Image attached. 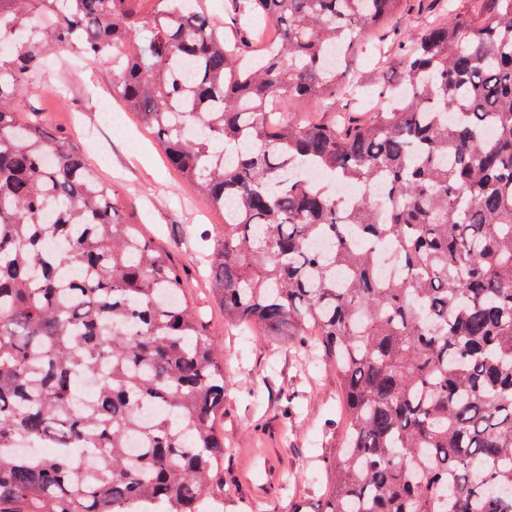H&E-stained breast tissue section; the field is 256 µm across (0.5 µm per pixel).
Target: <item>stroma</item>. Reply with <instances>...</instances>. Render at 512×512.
<instances>
[{
    "label": "stroma",
    "instance_id": "stroma-1",
    "mask_svg": "<svg viewBox=\"0 0 512 512\" xmlns=\"http://www.w3.org/2000/svg\"><path fill=\"white\" fill-rule=\"evenodd\" d=\"M112 70L106 61L78 68L50 67L39 91L25 97L28 111L47 113L67 133L92 169L111 182L126 215L171 251L191 288L209 336L224 347V512H249L263 502L276 512H322L330 481L328 459L341 446L340 386L320 353L298 339L271 344L239 335L208 291L211 241L220 220L174 169L135 120L115 117ZM147 160H137L139 151Z\"/></svg>",
    "mask_w": 512,
    "mask_h": 512
}]
</instances>
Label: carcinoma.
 <instances>
[{
  "label": "carcinoma",
  "instance_id": "1",
  "mask_svg": "<svg viewBox=\"0 0 512 512\" xmlns=\"http://www.w3.org/2000/svg\"><path fill=\"white\" fill-rule=\"evenodd\" d=\"M143 2L0 0V43L30 32L0 51V512L224 505L223 347L168 252L21 108L59 49L112 63L221 216L224 319L336 370L323 512H512V0L403 36L388 107L337 124L288 112L354 97L350 55L408 0H229L227 38L203 0Z\"/></svg>",
  "mask_w": 512,
  "mask_h": 512
}]
</instances>
